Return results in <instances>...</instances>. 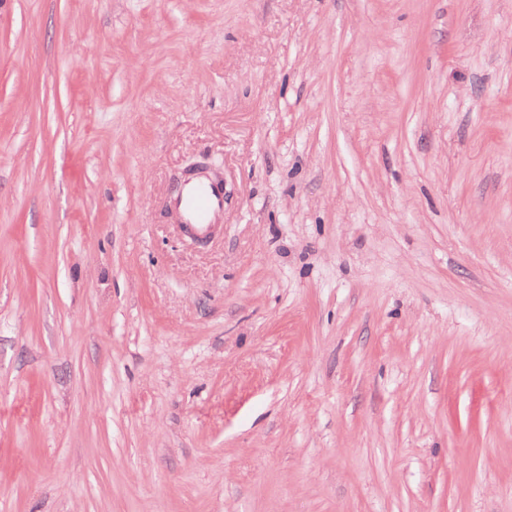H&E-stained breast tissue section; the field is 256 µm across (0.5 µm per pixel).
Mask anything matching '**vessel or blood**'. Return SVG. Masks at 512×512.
<instances>
[{
    "instance_id": "b4317fda",
    "label": "vessel or blood",
    "mask_w": 512,
    "mask_h": 512,
    "mask_svg": "<svg viewBox=\"0 0 512 512\" xmlns=\"http://www.w3.org/2000/svg\"><path fill=\"white\" fill-rule=\"evenodd\" d=\"M166 207L181 229L199 242H207L224 222V184L203 173L185 176Z\"/></svg>"
}]
</instances>
